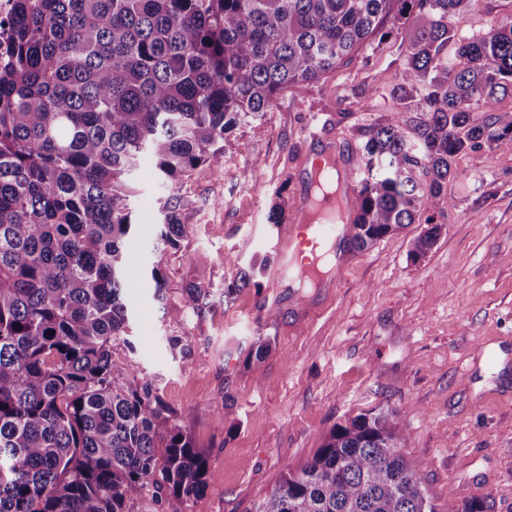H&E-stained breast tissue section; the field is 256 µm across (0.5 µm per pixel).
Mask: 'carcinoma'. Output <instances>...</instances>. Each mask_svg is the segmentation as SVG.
<instances>
[{
  "label": "carcinoma",
  "mask_w": 512,
  "mask_h": 512,
  "mask_svg": "<svg viewBox=\"0 0 512 512\" xmlns=\"http://www.w3.org/2000/svg\"><path fill=\"white\" fill-rule=\"evenodd\" d=\"M395 1L408 51L395 111L364 133L351 245L424 214L417 261L452 205L455 158L512 150V112L470 120L512 92V18L460 43L450 19L474 0H14L0 68V512H126L148 486L184 503L204 492L207 461L178 413L136 365L113 366L128 322L132 172L149 156L177 184L217 163L228 130L389 36ZM163 209L160 238L178 250L179 205ZM258 270L239 269L224 301ZM208 296L186 285L171 318ZM270 346L252 337L247 358ZM408 444L393 409L350 417L256 512H482L438 510Z\"/></svg>",
  "instance_id": "obj_1"
}]
</instances>
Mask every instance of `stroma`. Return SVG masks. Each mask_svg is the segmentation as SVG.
Instances as JSON below:
<instances>
[{
    "label": "stroma",
    "instance_id": "35a3bbf8",
    "mask_svg": "<svg viewBox=\"0 0 512 512\" xmlns=\"http://www.w3.org/2000/svg\"><path fill=\"white\" fill-rule=\"evenodd\" d=\"M512 17V0H478L453 22L469 41ZM396 37L364 46L317 83L283 93L258 120L227 132L218 164H203L176 187L150 158L132 175L137 262L128 288L127 343L116 368L136 364L205 455V491L189 503L157 501L153 489L129 512H256L286 467L309 460L331 428L378 405L398 410L407 452L424 462L436 504L475 502L512 512V151L459 154L438 217L440 236L409 258L414 224L351 252L336 288L293 283L273 292L286 232L268 224L273 204L296 218L311 172L306 156L322 138L357 152L363 133L387 122L401 81ZM181 198L188 235L180 249L159 239L160 206ZM268 260L258 284L225 301L239 267ZM161 265L165 300L143 271ZM190 282L209 291L201 312L170 321L167 309ZM277 318H268L269 309ZM270 336L261 362L249 341ZM183 336L188 356L167 339Z\"/></svg>",
    "mask_w": 512,
    "mask_h": 512
}]
</instances>
